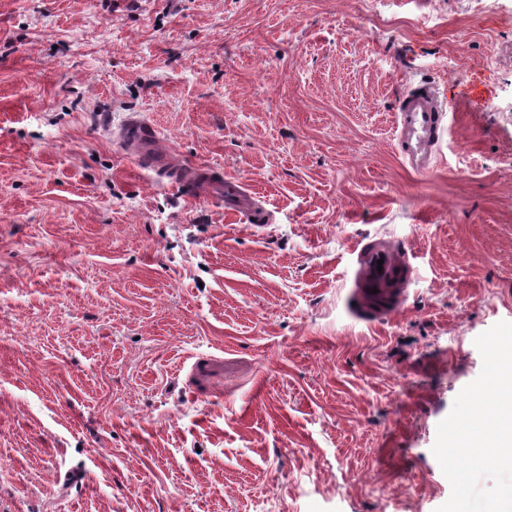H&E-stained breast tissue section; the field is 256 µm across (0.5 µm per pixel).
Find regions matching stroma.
Listing matches in <instances>:
<instances>
[{
  "label": "stroma",
  "instance_id": "obj_1",
  "mask_svg": "<svg viewBox=\"0 0 512 512\" xmlns=\"http://www.w3.org/2000/svg\"><path fill=\"white\" fill-rule=\"evenodd\" d=\"M423 81L419 175L393 124ZM134 116L168 169L128 160ZM380 235L417 275L369 326L350 271ZM500 321L512 0H0V512H436L437 426ZM445 112L437 89L420 83L399 95L395 106V133L399 157L405 166L421 174L435 166L436 146L443 135ZM246 189L235 177H224V205L228 210L236 212L248 224H264L268 214L265 210H257L251 198L245 194Z\"/></svg>",
  "mask_w": 512,
  "mask_h": 512
}]
</instances>
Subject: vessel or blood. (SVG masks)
Returning <instances> with one entry per match:
<instances>
[{"instance_id": "obj_1", "label": "vessel or blood", "mask_w": 512, "mask_h": 512, "mask_svg": "<svg viewBox=\"0 0 512 512\" xmlns=\"http://www.w3.org/2000/svg\"><path fill=\"white\" fill-rule=\"evenodd\" d=\"M443 110L437 89L427 83L409 88L397 99L395 133L399 156L402 163L415 172L426 174L435 166L436 146L444 132ZM154 140L153 129L140 119L128 122L121 135L127 156L135 160L144 157ZM224 204L246 223L262 224L268 219L266 211L253 206L237 178H225ZM354 254L351 316L366 323L392 317L400 311L405 292L416 277L404 243L395 239L366 238L357 244Z\"/></svg>"}]
</instances>
